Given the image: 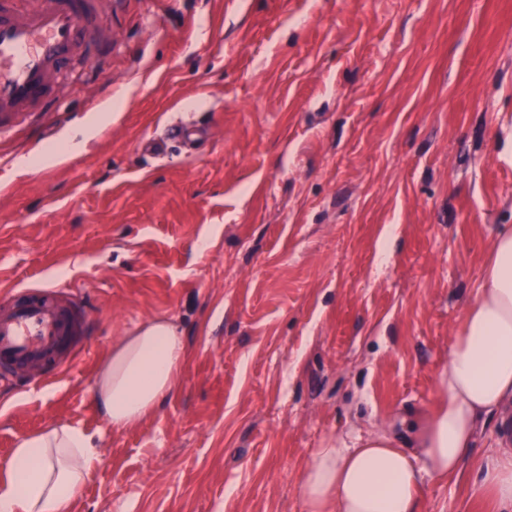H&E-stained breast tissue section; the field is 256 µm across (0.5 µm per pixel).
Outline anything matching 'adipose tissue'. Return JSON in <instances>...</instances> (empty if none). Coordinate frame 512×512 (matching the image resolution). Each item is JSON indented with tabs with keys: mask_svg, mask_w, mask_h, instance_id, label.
I'll use <instances>...</instances> for the list:
<instances>
[{
	"mask_svg": "<svg viewBox=\"0 0 512 512\" xmlns=\"http://www.w3.org/2000/svg\"><path fill=\"white\" fill-rule=\"evenodd\" d=\"M186 358L178 328L163 317L120 337L92 385L113 430L152 415L177 386ZM439 387L445 396L440 409L408 426L412 449L398 447L387 430L350 447L320 449L301 485L307 512H422L425 479L459 472L472 455L480 422L512 403L510 226L496 234ZM96 460L91 436L76 426L21 438L9 475L0 481V512H70ZM479 475L478 493L512 508V444L489 449Z\"/></svg>",
	"mask_w": 512,
	"mask_h": 512,
	"instance_id": "obj_1",
	"label": "adipose tissue"
}]
</instances>
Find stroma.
I'll use <instances>...</instances> for the list:
<instances>
[{
	"instance_id": "35a3bbf8",
	"label": "stroma",
	"mask_w": 512,
	"mask_h": 512,
	"mask_svg": "<svg viewBox=\"0 0 512 512\" xmlns=\"http://www.w3.org/2000/svg\"><path fill=\"white\" fill-rule=\"evenodd\" d=\"M90 85L0 133V290L85 283L68 373L0 387V479L23 436L82 428L71 512H306L319 449L432 414L497 230L512 225V0H120ZM179 122L191 148H142ZM85 127L83 149L55 154ZM31 156L20 170L16 159ZM171 319L188 356L113 431L114 341ZM483 422L422 512L474 496Z\"/></svg>"
}]
</instances>
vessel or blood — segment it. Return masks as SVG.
I'll list each match as a JSON object with an SVG mask.
<instances>
[{
	"instance_id": "1",
	"label": "vessel or blood",
	"mask_w": 512,
	"mask_h": 512,
	"mask_svg": "<svg viewBox=\"0 0 512 512\" xmlns=\"http://www.w3.org/2000/svg\"><path fill=\"white\" fill-rule=\"evenodd\" d=\"M103 0H0V130L51 111L78 89L103 51ZM87 297L51 284L0 295V367L53 363L65 373L82 352Z\"/></svg>"
}]
</instances>
